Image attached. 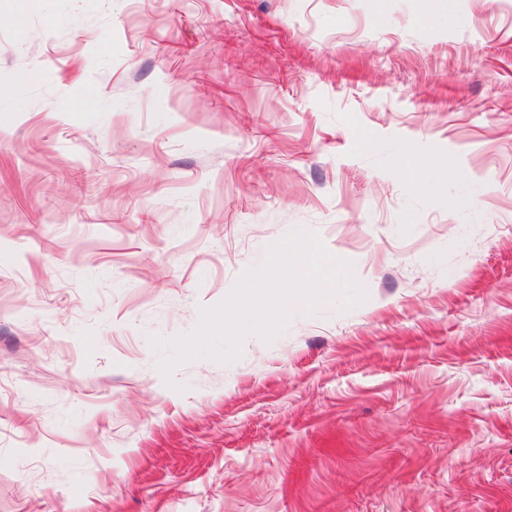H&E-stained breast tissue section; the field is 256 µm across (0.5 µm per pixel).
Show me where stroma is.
Here are the masks:
<instances>
[{"instance_id":"stroma-1","label":"stroma","mask_w":512,"mask_h":512,"mask_svg":"<svg viewBox=\"0 0 512 512\" xmlns=\"http://www.w3.org/2000/svg\"><path fill=\"white\" fill-rule=\"evenodd\" d=\"M0 512H512V0H0Z\"/></svg>"}]
</instances>
